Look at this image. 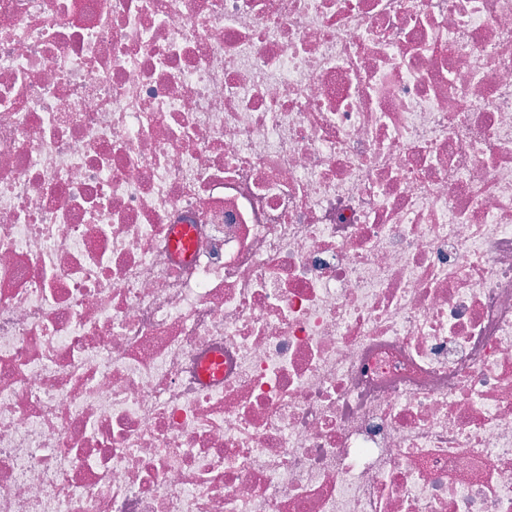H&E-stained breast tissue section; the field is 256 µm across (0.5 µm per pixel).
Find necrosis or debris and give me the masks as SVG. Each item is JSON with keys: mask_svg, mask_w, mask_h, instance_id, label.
Instances as JSON below:
<instances>
[{"mask_svg": "<svg viewBox=\"0 0 512 512\" xmlns=\"http://www.w3.org/2000/svg\"><path fill=\"white\" fill-rule=\"evenodd\" d=\"M0 512H512V0H0Z\"/></svg>", "mask_w": 512, "mask_h": 512, "instance_id": "obj_1", "label": "necrosis or debris"}]
</instances>
